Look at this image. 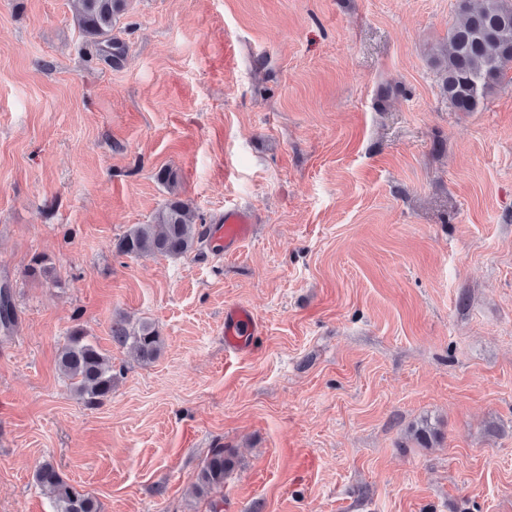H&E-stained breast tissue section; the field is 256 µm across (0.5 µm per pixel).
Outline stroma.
<instances>
[{
    "label": "stroma",
    "mask_w": 512,
    "mask_h": 512,
    "mask_svg": "<svg viewBox=\"0 0 512 512\" xmlns=\"http://www.w3.org/2000/svg\"><path fill=\"white\" fill-rule=\"evenodd\" d=\"M459 19L128 0L111 56L73 0H0V512H52L42 462L101 512H512V82L453 107ZM173 193L208 246L117 255ZM235 206L257 224L228 256ZM230 304L264 326L249 354L224 351ZM121 318L159 331L153 363L113 343ZM76 327L117 375L95 407L58 368ZM219 447L238 464L198 497Z\"/></svg>",
    "instance_id": "35a3bbf8"
}]
</instances>
